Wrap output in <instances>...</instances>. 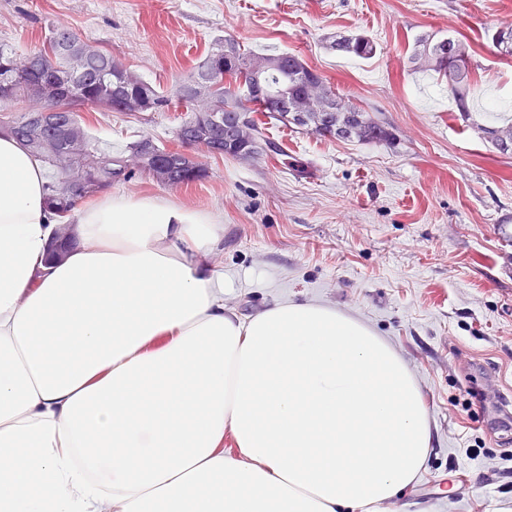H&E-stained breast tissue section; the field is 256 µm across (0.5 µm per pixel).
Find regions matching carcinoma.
<instances>
[{"instance_id": "1", "label": "carcinoma", "mask_w": 512, "mask_h": 512, "mask_svg": "<svg viewBox=\"0 0 512 512\" xmlns=\"http://www.w3.org/2000/svg\"><path fill=\"white\" fill-rule=\"evenodd\" d=\"M497 53L512 58V24L493 33ZM329 49L344 56L368 59L377 52L364 34L338 35ZM410 64L432 71L448 84L457 111L471 112L470 74L474 62L469 46L448 35H426L415 42ZM24 98L34 106L9 122L8 128L50 169L49 205L67 212L76 198H84L138 171L164 185L200 181L207 171L185 155L158 146L148 135L112 151V144L93 137L80 122L77 109L95 105L111 112L136 114L175 108L188 113L174 131L184 146L202 145L213 155L239 156L225 141L212 137L244 116L252 139L251 154L262 150V136L254 113L285 126L339 141L389 144L393 133L369 111L330 85L298 55L258 52L232 37L219 38L190 76L168 96L137 71L114 59L112 53L81 39L65 28L50 30L42 49L24 57L0 43V101ZM303 103L296 112L293 104ZM63 109L58 120L38 105ZM483 138L500 154L512 155V123L481 126ZM72 244L69 225L60 228L49 246L57 257Z\"/></svg>"}]
</instances>
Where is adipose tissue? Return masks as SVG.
<instances>
[{"instance_id":"1","label":"adipose tissue","mask_w":512,"mask_h":512,"mask_svg":"<svg viewBox=\"0 0 512 512\" xmlns=\"http://www.w3.org/2000/svg\"><path fill=\"white\" fill-rule=\"evenodd\" d=\"M47 194L0 130V512H362L414 482L426 405L372 330L226 313L223 224L154 195L76 201L47 261Z\"/></svg>"}]
</instances>
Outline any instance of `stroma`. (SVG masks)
<instances>
[{
	"instance_id": "stroma-1",
	"label": "stroma",
	"mask_w": 512,
	"mask_h": 512,
	"mask_svg": "<svg viewBox=\"0 0 512 512\" xmlns=\"http://www.w3.org/2000/svg\"><path fill=\"white\" fill-rule=\"evenodd\" d=\"M73 28L163 91L234 37L255 50L295 53L394 134L386 145L342 142L272 121L277 152L185 153L207 178L163 186L142 173L113 183L219 216L224 305L252 316L315 303L356 318L391 346L424 398L432 443L413 484L377 512H512V155L483 125L512 121V58L491 37L512 23V0H0V42L41 48L51 23ZM362 33L373 58L328 50ZM455 35L471 47V119L446 82L409 67L417 37ZM79 114L121 147L147 133L174 150L183 115ZM480 386L485 405H468ZM484 448L481 460L465 450ZM468 494L449 498L458 482Z\"/></svg>"
}]
</instances>
